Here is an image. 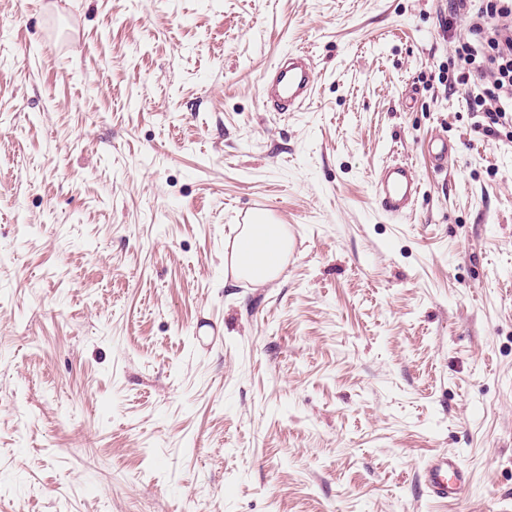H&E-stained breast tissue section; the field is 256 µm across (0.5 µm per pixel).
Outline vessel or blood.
<instances>
[{
	"mask_svg": "<svg viewBox=\"0 0 512 512\" xmlns=\"http://www.w3.org/2000/svg\"><path fill=\"white\" fill-rule=\"evenodd\" d=\"M320 70L305 51H293L271 69L260 73L262 102L272 112H296L313 97ZM420 193L411 165L393 161L379 167L372 181V194L378 209L386 216L399 217L410 212ZM423 483L430 497L445 502L458 498L468 482V474L459 456L440 453L423 465Z\"/></svg>",
	"mask_w": 512,
	"mask_h": 512,
	"instance_id": "vessel-or-blood-1",
	"label": "vessel or blood"
}]
</instances>
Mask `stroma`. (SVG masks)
Masks as SVG:
<instances>
[{"label": "stroma", "mask_w": 512, "mask_h": 512, "mask_svg": "<svg viewBox=\"0 0 512 512\" xmlns=\"http://www.w3.org/2000/svg\"><path fill=\"white\" fill-rule=\"evenodd\" d=\"M0 0V512H512V135L448 0ZM322 79L265 111L284 53ZM456 147L437 172L428 142ZM421 183L393 220L376 169ZM281 276L224 278L244 214ZM458 454L431 502L425 457ZM422 475L429 496L441 502L457 499L468 482L467 470L459 456L447 452L429 457Z\"/></svg>", "instance_id": "stroma-1"}]
</instances>
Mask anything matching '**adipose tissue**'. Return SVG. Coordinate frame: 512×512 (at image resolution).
<instances>
[{"mask_svg": "<svg viewBox=\"0 0 512 512\" xmlns=\"http://www.w3.org/2000/svg\"><path fill=\"white\" fill-rule=\"evenodd\" d=\"M290 247L285 225L257 212L231 244L225 267L233 280L264 285L279 278Z\"/></svg>", "mask_w": 512, "mask_h": 512, "instance_id": "obj_1", "label": "adipose tissue"}]
</instances>
